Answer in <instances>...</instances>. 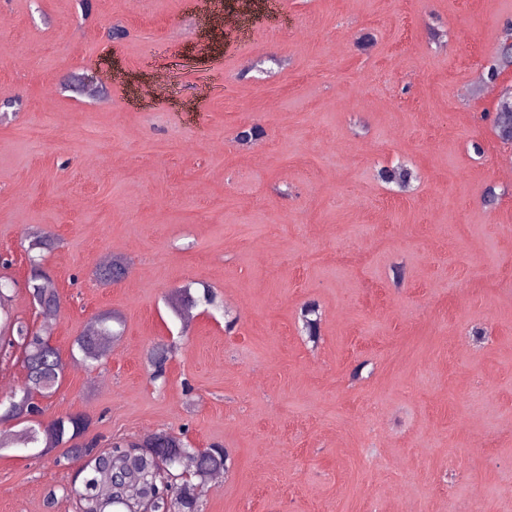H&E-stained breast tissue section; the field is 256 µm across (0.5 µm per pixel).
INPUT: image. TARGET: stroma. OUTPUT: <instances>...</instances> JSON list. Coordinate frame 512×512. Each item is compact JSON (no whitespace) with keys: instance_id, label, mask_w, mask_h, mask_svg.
I'll list each match as a JSON object with an SVG mask.
<instances>
[{"instance_id":"stroma-1","label":"stroma","mask_w":512,"mask_h":512,"mask_svg":"<svg viewBox=\"0 0 512 512\" xmlns=\"http://www.w3.org/2000/svg\"><path fill=\"white\" fill-rule=\"evenodd\" d=\"M511 21L512 0H0V277L65 363L43 421L223 447L202 512H512V142L491 120L512 66L474 86ZM400 164L404 189L379 176ZM106 257L122 281L96 280ZM206 287L222 311L173 312ZM105 311L121 334L92 368L72 345ZM19 431L0 424V512H75L79 460ZM40 256H30L29 291L37 297V307L41 311L54 310L59 306V295L53 288H49L48 281L44 280L46 276L41 270L40 259L38 258Z\"/></svg>"}]
</instances>
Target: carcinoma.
<instances>
[{
	"mask_svg": "<svg viewBox=\"0 0 512 512\" xmlns=\"http://www.w3.org/2000/svg\"><path fill=\"white\" fill-rule=\"evenodd\" d=\"M493 124L500 138L512 140V96L501 98ZM263 134L262 127L252 125L240 130L236 140L249 146ZM380 177L386 183L404 186L410 181L412 172L404 166H396L382 169ZM30 264L29 291L37 297V307L42 311L58 308L59 295L45 281L39 258L30 257ZM112 322L113 313L106 312L96 321L94 331L75 339L74 346L88 365L98 364L104 357V343L117 337ZM0 350L6 354L14 350L21 352L27 371L25 384L0 398V423L22 417L30 421L17 444L24 448H39L50 441L55 447L74 441L88 428V420L80 415L59 416L47 423L37 419L41 408L28 398V393L37 391L51 395L63 372L59 352L49 346L43 336L6 313L0 322ZM169 353L170 349L160 348L150 354L153 378L164 376ZM179 445L181 452L195 463L196 483L178 479V462L172 457L165 463L167 473L159 471L156 455L165 451L161 445L143 449L133 441L118 439L105 448H99L93 442L83 447L71 446V456L84 460L80 485L70 490L77 512H141L148 504L156 512H201L204 480L216 470L229 471V454L222 448L196 451L182 440Z\"/></svg>",
	"mask_w": 512,
	"mask_h": 512,
	"instance_id": "carcinoma-1",
	"label": "carcinoma"
}]
</instances>
